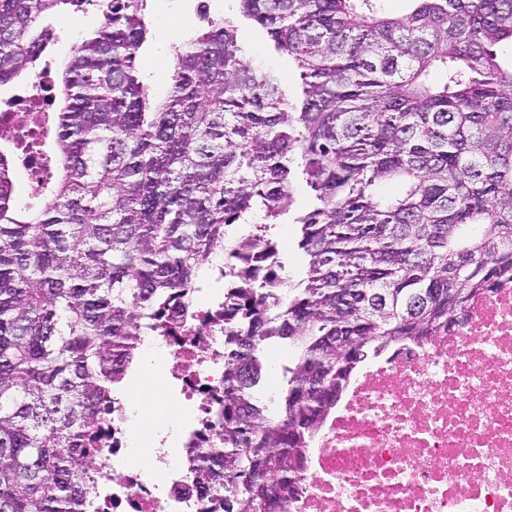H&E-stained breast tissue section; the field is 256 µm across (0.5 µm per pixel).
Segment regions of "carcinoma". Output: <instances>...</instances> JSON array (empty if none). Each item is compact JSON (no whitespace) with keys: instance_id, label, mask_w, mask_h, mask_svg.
I'll list each match as a JSON object with an SVG mask.
<instances>
[{"instance_id":"1","label":"carcinoma","mask_w":512,"mask_h":512,"mask_svg":"<svg viewBox=\"0 0 512 512\" xmlns=\"http://www.w3.org/2000/svg\"><path fill=\"white\" fill-rule=\"evenodd\" d=\"M87 2L0 0V87L44 74L52 107L50 177L23 205L0 142V512H84L83 460L142 331L216 247L231 268L276 246L299 180L303 277L281 260V288L224 294L223 447L196 464L199 512H285L358 365L448 333V292L471 305L512 280V0H410L398 17L383 0H239L294 62L297 103L243 56L236 20L207 13L169 45L155 99L146 0L98 3L101 27L55 74L47 20Z\"/></svg>"}]
</instances>
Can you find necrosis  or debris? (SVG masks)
Listing matches in <instances>:
<instances>
[{"instance_id":"necrosis-or-debris-1","label":"necrosis or debris","mask_w":512,"mask_h":512,"mask_svg":"<svg viewBox=\"0 0 512 512\" xmlns=\"http://www.w3.org/2000/svg\"><path fill=\"white\" fill-rule=\"evenodd\" d=\"M45 99L16 94L0 133L36 138ZM176 318L148 330L159 367L112 396L102 447L87 455L86 512H198L193 453L221 447L212 426L224 397V290L190 288ZM162 397L186 417L177 435L137 417ZM286 512H512V281L471 305L455 331L397 347L367 367L305 452Z\"/></svg>"}]
</instances>
